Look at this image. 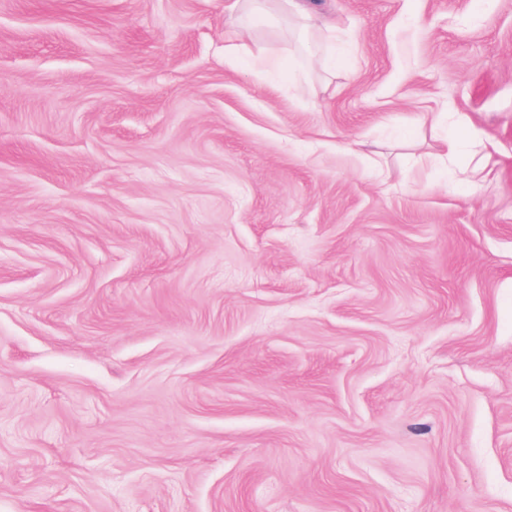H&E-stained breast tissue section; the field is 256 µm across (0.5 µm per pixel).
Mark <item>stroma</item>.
<instances>
[{
	"mask_svg": "<svg viewBox=\"0 0 512 512\" xmlns=\"http://www.w3.org/2000/svg\"><path fill=\"white\" fill-rule=\"evenodd\" d=\"M309 2L0 0V512H512V0ZM225 11L253 27L268 26L276 16L286 18L289 31L299 40L310 39L316 27L331 29L327 24H317L314 13L304 0H234L224 5ZM248 56L251 61V68L257 75H262L270 70L273 60L270 56L264 55L262 52L254 53L243 45L226 43L224 45V62L238 63L243 56Z\"/></svg>",
	"mask_w": 512,
	"mask_h": 512,
	"instance_id": "1",
	"label": "stroma"
}]
</instances>
